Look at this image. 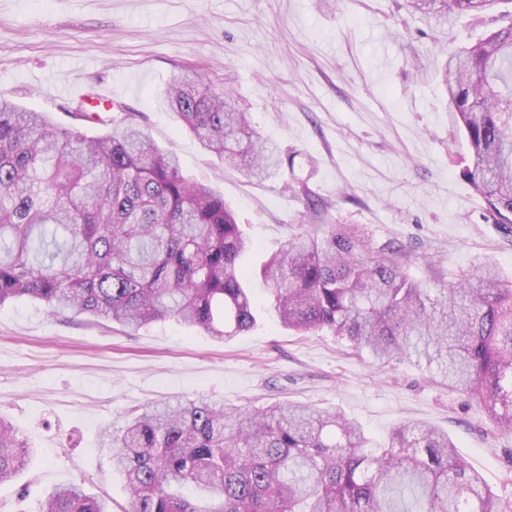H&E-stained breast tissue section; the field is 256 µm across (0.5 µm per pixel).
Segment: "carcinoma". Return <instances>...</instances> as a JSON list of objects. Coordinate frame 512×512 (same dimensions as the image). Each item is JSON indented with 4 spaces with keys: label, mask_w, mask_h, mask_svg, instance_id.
Listing matches in <instances>:
<instances>
[{
    "label": "carcinoma",
    "mask_w": 512,
    "mask_h": 512,
    "mask_svg": "<svg viewBox=\"0 0 512 512\" xmlns=\"http://www.w3.org/2000/svg\"><path fill=\"white\" fill-rule=\"evenodd\" d=\"M446 21L498 0H407ZM463 131L474 190L512 223V24L460 53L442 72ZM201 76L171 82L157 103L202 146L265 180L285 169L232 102ZM90 136L44 112L0 99V306L26 298L53 314L106 318L138 330L175 321L219 341L257 324L264 298L300 333L327 330L382 364L416 358L465 393L497 429L512 431V278L481 263L423 287L400 247H375L356 225L294 234L259 269L261 292L239 265L252 247L234 211L184 175L139 127L111 120ZM125 482L128 512H512L462 461L447 434L422 422L373 446L338 409L216 400L148 405L100 434ZM30 449L0 416V485ZM40 512H111L69 484Z\"/></svg>",
    "instance_id": "1"
}]
</instances>
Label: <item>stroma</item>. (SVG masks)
<instances>
[{
  "instance_id": "1",
  "label": "stroma",
  "mask_w": 512,
  "mask_h": 512,
  "mask_svg": "<svg viewBox=\"0 0 512 512\" xmlns=\"http://www.w3.org/2000/svg\"><path fill=\"white\" fill-rule=\"evenodd\" d=\"M508 14L512 0L444 25L410 14L406 0H0V98L71 126L77 101L58 90L112 91L185 175L234 208L252 240L245 267L317 221L399 244L419 273L432 262L449 278L489 261L512 276V233L462 175L468 145L441 83L449 53ZM192 73L231 88L253 126L294 155L293 171L250 179L181 131L156 99ZM258 313L254 329L220 342L176 322L133 331L28 300L1 305L0 414L33 454L0 486V512H39L69 483L123 512L124 483L100 431L133 407L199 397L337 406L376 441L419 420L512 498V433L467 396L410 361L382 366L329 333L297 335L266 302Z\"/></svg>"
}]
</instances>
